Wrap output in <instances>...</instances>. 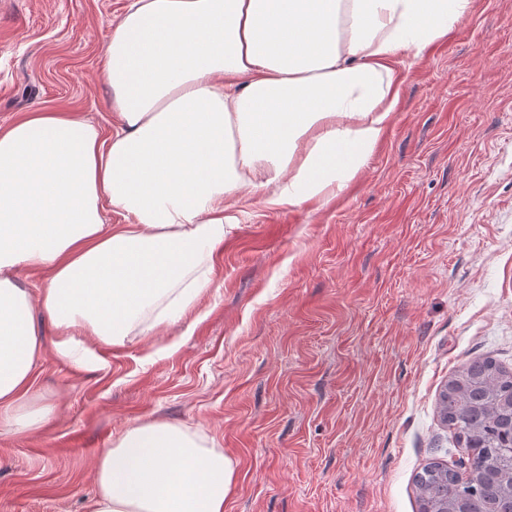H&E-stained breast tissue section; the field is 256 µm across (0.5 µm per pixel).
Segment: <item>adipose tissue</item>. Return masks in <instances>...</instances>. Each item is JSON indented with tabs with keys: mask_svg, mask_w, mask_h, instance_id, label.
Masks as SVG:
<instances>
[{
	"mask_svg": "<svg viewBox=\"0 0 512 512\" xmlns=\"http://www.w3.org/2000/svg\"><path fill=\"white\" fill-rule=\"evenodd\" d=\"M475 0H132L106 47L110 136L34 111L0 129V429L41 428L33 317L116 346L176 323L238 224L228 199L341 195L397 111L412 65ZM112 213L128 223H110ZM44 273L39 293L19 270ZM234 467L205 436L136 422L103 449L90 512H224Z\"/></svg>",
	"mask_w": 512,
	"mask_h": 512,
	"instance_id": "obj_1",
	"label": "adipose tissue"
}]
</instances>
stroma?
Masks as SVG:
<instances>
[{"label": "stroma", "mask_w": 512, "mask_h": 512, "mask_svg": "<svg viewBox=\"0 0 512 512\" xmlns=\"http://www.w3.org/2000/svg\"><path fill=\"white\" fill-rule=\"evenodd\" d=\"M128 2L0 0V128L70 112L111 133ZM232 203L214 284L177 323L78 364L35 309L32 404L53 412L0 436V512H87L100 449L136 421L214 440L229 512H418L415 474L464 455L441 390L477 358L512 371V0H476L405 72L341 199Z\"/></svg>", "instance_id": "stroma-1"}]
</instances>
